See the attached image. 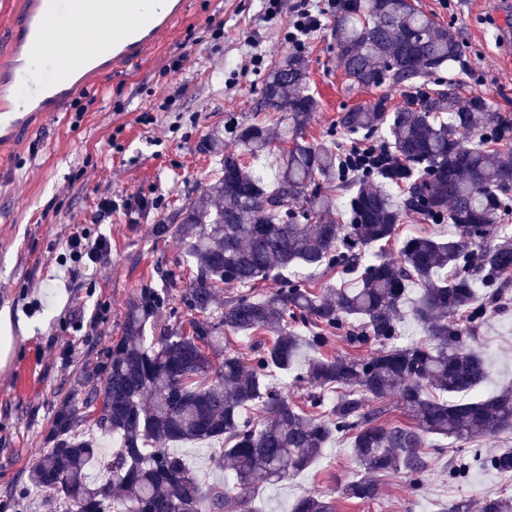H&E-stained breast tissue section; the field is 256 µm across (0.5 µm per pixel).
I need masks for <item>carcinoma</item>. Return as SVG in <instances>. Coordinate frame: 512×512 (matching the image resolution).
I'll use <instances>...</instances> for the list:
<instances>
[{
	"label": "carcinoma",
	"mask_w": 512,
	"mask_h": 512,
	"mask_svg": "<svg viewBox=\"0 0 512 512\" xmlns=\"http://www.w3.org/2000/svg\"><path fill=\"white\" fill-rule=\"evenodd\" d=\"M339 67L349 86L386 81L406 93L340 113L332 141L310 140L320 110L303 57L273 68L259 112L288 113L276 136L252 123L237 130L244 151L224 152L212 183L157 224L187 246L193 276L175 296L144 287L127 302L121 336L103 351L101 385L83 408L104 404L93 421L72 400L57 407L52 447L0 508L43 512H258L254 484L285 482L308 469L336 437L351 439L358 466L342 498L380 497L377 475L417 489L433 456L512 433V389L464 401L488 377L476 350L493 313L512 310V117L478 92L421 79L442 69L465 73L464 46L414 0H344L334 17ZM395 157L344 172L336 141L364 143L380 132ZM275 157L274 182L257 163ZM419 214L454 234L418 236L396 257L376 249L395 240L401 218ZM354 276L348 288L320 286L314 272ZM277 278L281 288L257 285ZM418 288L407 301L410 288ZM410 318L425 340L401 344ZM247 339L244 366L231 339ZM338 337L373 351L331 357ZM305 386L288 399L282 380ZM404 419H394V411ZM96 433H86L87 423ZM118 448L107 457L96 434ZM216 446L210 461L233 484L202 483L171 446ZM477 466L512 473V448L448 461V478ZM290 512H337L329 495L309 493ZM480 512H512V496H487Z\"/></svg>",
	"instance_id": "carcinoma-1"
}]
</instances>
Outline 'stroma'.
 <instances>
[{
	"label": "stroma",
	"instance_id": "stroma-1",
	"mask_svg": "<svg viewBox=\"0 0 512 512\" xmlns=\"http://www.w3.org/2000/svg\"><path fill=\"white\" fill-rule=\"evenodd\" d=\"M179 22L137 65L74 99L67 110L22 134L17 151L0 160V318L10 339L0 341V504L21 484L47 445L61 400H82L78 385L96 375L104 349L120 336L127 301L138 289L174 292L189 284L185 244L173 234L158 238L154 224L175 213L212 178L213 155L201 144L212 132L239 150L236 127L262 120L255 103L272 68L294 48L288 23L296 0H280L275 17L264 0H189ZM449 25L467 49L462 91L478 90L512 114V59L493 39L512 0H418ZM262 52L247 57L245 40ZM309 85L321 102L307 133L328 138L341 112L382 95L402 104L391 84L358 91L336 61V31L325 17L305 43ZM146 197L148 207L136 206ZM112 198L100 217V198ZM105 236L111 250L96 268L67 262L72 234ZM479 350L490 376L478 388L488 397L512 385V312L488 318ZM447 448L420 489L399 477L383 479L381 498L342 500L340 486L356 473L351 444L336 439L309 469L279 485L260 484L255 500L264 512L321 492L338 512H437L460 500L512 494V474L474 470L452 481Z\"/></svg>",
	"mask_w": 512,
	"mask_h": 512
}]
</instances>
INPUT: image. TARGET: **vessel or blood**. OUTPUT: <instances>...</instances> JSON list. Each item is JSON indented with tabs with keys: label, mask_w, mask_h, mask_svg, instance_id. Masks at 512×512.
Instances as JSON below:
<instances>
[{
	"label": "vessel or blood",
	"mask_w": 512,
	"mask_h": 512,
	"mask_svg": "<svg viewBox=\"0 0 512 512\" xmlns=\"http://www.w3.org/2000/svg\"><path fill=\"white\" fill-rule=\"evenodd\" d=\"M187 0H154L149 10L137 0H24L0 61V152L32 117L59 111L88 87L133 64L187 14ZM94 25L103 34L92 51L68 67L48 33L61 23Z\"/></svg>",
	"instance_id": "1"
}]
</instances>
